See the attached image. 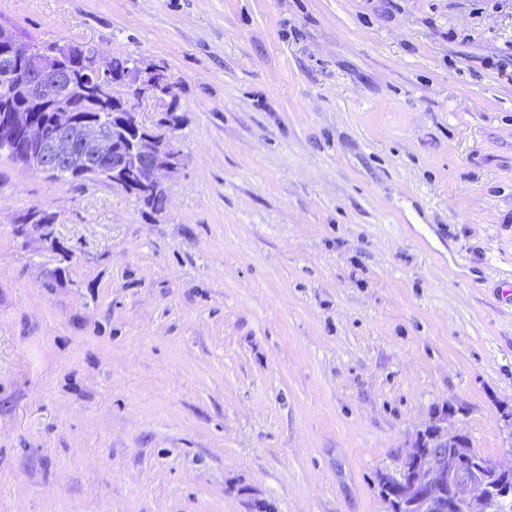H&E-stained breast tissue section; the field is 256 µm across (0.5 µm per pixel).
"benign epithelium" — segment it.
<instances>
[{"label": "benign epithelium", "mask_w": 512, "mask_h": 512, "mask_svg": "<svg viewBox=\"0 0 512 512\" xmlns=\"http://www.w3.org/2000/svg\"><path fill=\"white\" fill-rule=\"evenodd\" d=\"M0 44L9 54L0 59V82L8 84L12 65L22 61L28 76V99L54 101L57 120L47 128L31 121L19 107L0 122V142L10 143L24 134L27 148L20 163L35 173L78 169L84 174H112V185L138 188L145 197L167 189V177L178 172L184 153L175 136L182 112L176 86L158 64L136 62L126 80H112L110 57L95 49L89 70L93 86L65 80L61 61L73 45L51 49L15 37L0 28ZM110 101L118 110L136 116L140 136L132 146L135 162L128 163L124 144L116 133L96 122L68 120L83 98ZM153 106L155 119H141L142 104ZM452 414L436 412L400 457L398 475L385 485L389 512H512V476L503 466L470 448L469 437L453 429Z\"/></svg>", "instance_id": "obj_1"}]
</instances>
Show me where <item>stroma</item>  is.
Returning <instances> with one entry per match:
<instances>
[{"label":"stroma","instance_id":"stroma-1","mask_svg":"<svg viewBox=\"0 0 512 512\" xmlns=\"http://www.w3.org/2000/svg\"><path fill=\"white\" fill-rule=\"evenodd\" d=\"M0 26L164 65L185 117L159 216L0 156V512H386L445 405L507 461L512 0H0Z\"/></svg>","mask_w":512,"mask_h":512}]
</instances>
